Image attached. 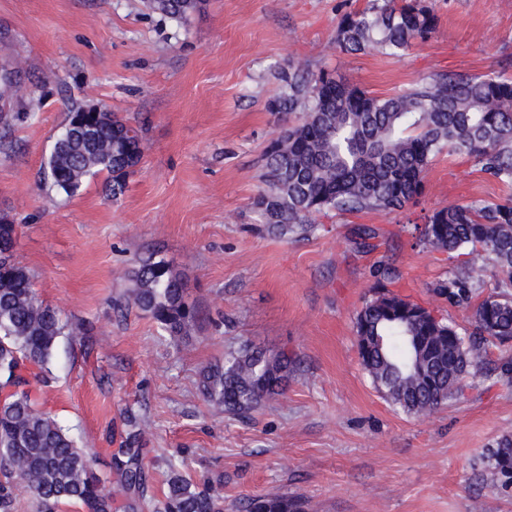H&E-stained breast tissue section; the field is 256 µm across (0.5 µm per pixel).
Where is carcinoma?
Returning a JSON list of instances; mask_svg holds the SVG:
<instances>
[{"mask_svg":"<svg viewBox=\"0 0 512 512\" xmlns=\"http://www.w3.org/2000/svg\"><path fill=\"white\" fill-rule=\"evenodd\" d=\"M206 0H146V7L178 24L199 12ZM438 18L427 0H372L343 14L336 46L345 53L368 50L399 57L416 41L428 40ZM281 93L272 110L294 116L264 153L262 187L253 205L257 231L281 238L307 237L321 230L315 218L332 211L392 213L423 195L429 166L446 153L457 156L503 184L510 192L497 202L450 203L424 216L426 231L415 245L464 268L436 281L430 292L449 306L471 313L472 331L432 316L427 308L389 289L399 279L390 266L379 270L374 296L357 312L360 363L375 387L398 410L428 414L462 392L461 382L484 346L512 340V79L495 72H440L398 94L379 96L328 70L316 74L278 73ZM18 68L0 67V131L30 118L18 95ZM66 141H55L39 185L58 195H75L87 176L107 174L112 196L140 164L139 131L112 112H83L73 105ZM17 229L0 218V512H14L15 491L23 488L37 512H61L79 505L86 512H113L112 491L95 470V460L77 446L70 430L39 407L29 389L32 370L48 371L58 338L81 346L91 327L70 323L44 303L28 271L13 260ZM359 248H376V228L353 229ZM496 270L494 289L476 292L483 263ZM133 283L125 304L151 317L161 333L180 336L197 317L179 275L152 254L133 261ZM293 360L240 341L224 358L206 365L196 381L202 397L233 419H248L284 391ZM116 468L128 487L144 490L138 419ZM175 451L165 460L167 490L152 500L151 512H227L223 483L198 484L183 475ZM493 485H512V436H502L483 460ZM244 512H305L302 499L255 495Z\"/></svg>","mask_w":512,"mask_h":512,"instance_id":"1","label":"carcinoma"}]
</instances>
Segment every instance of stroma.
<instances>
[{
  "instance_id": "obj_1",
  "label": "stroma",
  "mask_w": 512,
  "mask_h": 512,
  "mask_svg": "<svg viewBox=\"0 0 512 512\" xmlns=\"http://www.w3.org/2000/svg\"><path fill=\"white\" fill-rule=\"evenodd\" d=\"M371 0H207L185 25L145 0H0V64L35 87L32 119L0 145V217L18 226L15 257L40 299L94 324L88 347L58 340L40 402L95 453L115 508L132 492L108 462L140 418L145 498L161 497L164 460L182 450L194 482L224 478V502L260 494L304 498L306 512H512V490L483 468L512 435V341L487 346L459 396L427 415L405 414L363 371L355 315L374 293L373 269L399 268L400 294L460 329L466 311L431 284L455 269L412 244L414 224L448 204L505 193L470 163L436 158L418 202L390 214L333 212L305 240L253 232L263 151L288 123L270 109L281 70H329L376 94L403 92L433 73L512 76V0H428L431 38L404 56L344 53L336 25ZM101 104L141 131L144 153L120 195L105 175L70 198L39 185L71 104ZM379 228L358 252L350 229ZM157 254L185 278L199 318L160 335L139 309L116 312L132 259ZM231 319L230 330L215 320ZM295 363L282 394L250 422L224 415L196 380L237 340Z\"/></svg>"
}]
</instances>
